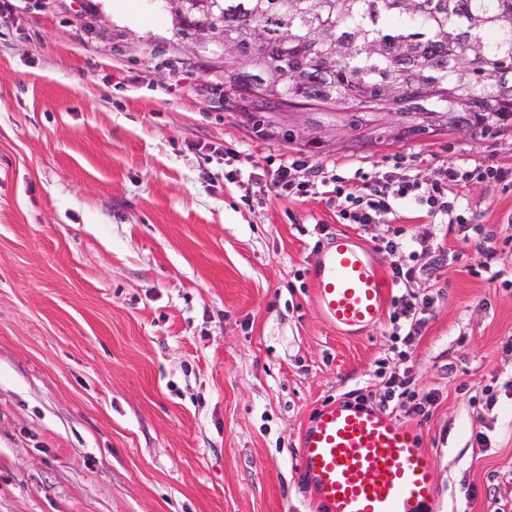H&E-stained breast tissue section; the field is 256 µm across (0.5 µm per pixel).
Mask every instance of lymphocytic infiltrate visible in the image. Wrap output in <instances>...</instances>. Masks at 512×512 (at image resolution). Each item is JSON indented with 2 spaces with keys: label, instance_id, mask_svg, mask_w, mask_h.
I'll use <instances>...</instances> for the list:
<instances>
[{
  "label": "lymphocytic infiltrate",
  "instance_id": "lymphocytic-infiltrate-1",
  "mask_svg": "<svg viewBox=\"0 0 512 512\" xmlns=\"http://www.w3.org/2000/svg\"><path fill=\"white\" fill-rule=\"evenodd\" d=\"M477 180L512 186V167L487 166L473 169L462 166L438 165L428 176L406 171L395 176L389 173L355 171L344 177L329 173L327 166L309 164L306 160H284L277 169L274 185L280 190L305 195L324 189L337 203V216L346 224H372L381 215L396 213L406 203L412 204L422 216L434 224H468L473 216L464 202L462 190L470 181ZM413 265L393 266L392 277L406 288L399 299V308L390 317L394 334L403 335L406 342H414L423 324L430 298L411 292L409 285L416 278Z\"/></svg>",
  "mask_w": 512,
  "mask_h": 512
}]
</instances>
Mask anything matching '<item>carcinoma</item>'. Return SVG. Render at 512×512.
<instances>
[{
    "label": "carcinoma",
    "mask_w": 512,
    "mask_h": 512,
    "mask_svg": "<svg viewBox=\"0 0 512 512\" xmlns=\"http://www.w3.org/2000/svg\"><path fill=\"white\" fill-rule=\"evenodd\" d=\"M172 21L222 42L224 85L263 139L316 147L271 119L281 106L355 130L391 112L398 142L445 133L450 112L481 137L512 130V0H180Z\"/></svg>",
    "instance_id": "cac0c4a2"
}]
</instances>
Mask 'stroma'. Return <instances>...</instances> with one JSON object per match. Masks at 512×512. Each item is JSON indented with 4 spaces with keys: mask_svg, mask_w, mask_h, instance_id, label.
Masks as SVG:
<instances>
[{
    "mask_svg": "<svg viewBox=\"0 0 512 512\" xmlns=\"http://www.w3.org/2000/svg\"><path fill=\"white\" fill-rule=\"evenodd\" d=\"M342 175L394 161L512 166V133L299 149L254 137L224 48L165 0H0V512H316L300 435L322 403L393 400L436 459L439 512L512 503V244L477 275V233L411 205L362 227L273 185L287 158ZM482 230L512 237V190L473 181ZM419 242L432 298L412 345L388 318L326 323L311 273L340 231Z\"/></svg>",
    "mask_w": 512,
    "mask_h": 512,
    "instance_id": "stroma-1",
    "label": "stroma"
}]
</instances>
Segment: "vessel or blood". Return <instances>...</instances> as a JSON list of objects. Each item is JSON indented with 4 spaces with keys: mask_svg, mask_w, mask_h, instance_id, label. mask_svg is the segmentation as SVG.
Returning a JSON list of instances; mask_svg holds the SVG:
<instances>
[{
    "mask_svg": "<svg viewBox=\"0 0 512 512\" xmlns=\"http://www.w3.org/2000/svg\"><path fill=\"white\" fill-rule=\"evenodd\" d=\"M325 321L355 336L378 324L386 280L371 251L336 235L313 270ZM434 456L410 425L384 411L331 400L300 440V471L319 512H438Z\"/></svg>",
    "mask_w": 512,
    "mask_h": 512,
    "instance_id": "obj_1",
    "label": "vessel or blood"
}]
</instances>
